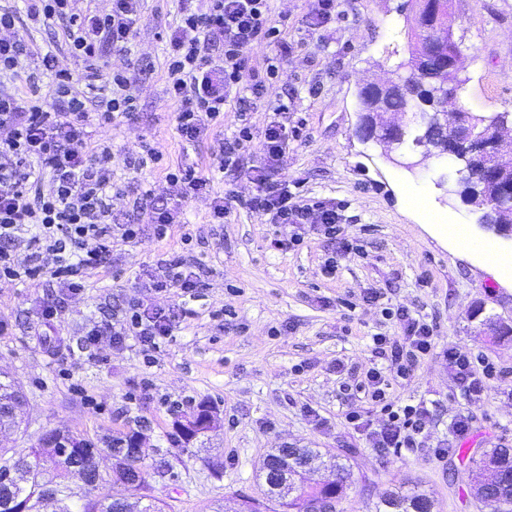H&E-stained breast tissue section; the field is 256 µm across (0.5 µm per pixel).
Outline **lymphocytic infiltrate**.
<instances>
[{
	"label": "lymphocytic infiltrate",
	"mask_w": 512,
	"mask_h": 512,
	"mask_svg": "<svg viewBox=\"0 0 512 512\" xmlns=\"http://www.w3.org/2000/svg\"><path fill=\"white\" fill-rule=\"evenodd\" d=\"M71 0H27L26 13L35 22L61 20L71 54L81 69L71 72L55 66L53 55L42 58L50 71L51 99L34 87L20 88L18 59L24 51L11 38L17 15L0 9V281L49 275L68 295L84 291L91 275L104 268L112 255V171L126 163L136 169L160 164L150 147L136 157H120L106 138H93L91 128L115 127L138 121V98L127 77L105 71L103 55L122 50L132 41L142 18V0H112L109 12H72ZM205 7L183 6L178 21L166 31V96L176 106V130L182 141L193 144L218 125L226 105L242 104L241 125L224 138L216 154L220 173L246 174L254 186L245 206L271 224H316L328 239L337 241L341 254L352 246L343 236L342 216L335 202L299 199L282 177L288 143L299 130L288 124V108L272 109L261 143V159L243 167L252 142L247 100L267 94L265 79L251 73L247 49L260 39L280 40L270 19L269 0H205ZM210 179L192 168H171L162 189H143L141 201L151 210L157 237H166L181 223L183 205L209 193ZM207 271L185 255H175L157 267L149 286L158 292L179 290L195 296L206 285ZM387 319L398 327L395 336H373V349L385 367L369 368L357 387L379 406L380 420L358 411L345 420L362 431L371 447L398 452L419 447L434 416L424 405H400L387 391L391 378L408 379L417 361L432 352L439 340L433 324L405 307L389 308ZM175 315L133 300L112 320L94 324L86 344L109 335L114 345L134 341L142 352L156 350L170 336ZM444 355L456 372L462 390L480 395L497 371L489 361H475L456 347Z\"/></svg>",
	"instance_id": "f902f5d3"
}]
</instances>
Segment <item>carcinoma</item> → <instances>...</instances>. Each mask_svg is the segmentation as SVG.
Segmentation results:
<instances>
[{
  "label": "carcinoma",
  "mask_w": 512,
  "mask_h": 512,
  "mask_svg": "<svg viewBox=\"0 0 512 512\" xmlns=\"http://www.w3.org/2000/svg\"><path fill=\"white\" fill-rule=\"evenodd\" d=\"M428 0L420 3L419 25L412 26L414 41L410 43L408 56L398 62L393 70L403 79V84L384 94L362 90L358 95V112L374 132L372 142L386 148L385 127L379 121L381 112H400L408 121L398 138V150L417 151L428 128L432 136H440L441 96L458 93L463 81L456 72L444 71V62L432 54L430 45L417 32L418 26L426 22ZM491 129L504 132L512 129V112H497L484 115L463 111L460 113L457 135L464 140L469 135H481ZM466 167L455 169V179L450 193L463 196L473 207L491 201V222L503 229H512V172L498 173L489 166L486 156L467 155ZM19 387L6 372L0 374V428L20 427L22 401ZM134 436L116 437L109 441L106 451L115 459L112 490L99 493L85 500L74 511L67 504L71 498L68 476L71 470L79 469L84 475V484L95 490L103 483L96 457L101 449L85 438L54 431L42 438L36 448L9 449L10 456L0 452V475L7 480L0 484V512H18L24 502L33 512L43 503L45 488L51 486L58 493L54 512H165L166 504L148 494V472L138 465L140 457ZM315 460L338 478L325 483H308L298 475L300 466ZM293 478L295 493L289 498L278 490L282 472ZM263 475L266 500L276 502L282 512H310L316 502L340 504L350 477V469L336 461L326 462L315 448L276 449L268 454L259 466ZM467 481L474 494L483 497L490 512H500V500L512 498V448H491L472 460L467 470ZM263 504L245 497L231 504L221 505L216 512H261ZM433 499L423 491H392L377 505V512H432Z\"/></svg>",
  "instance_id": "1"
}]
</instances>
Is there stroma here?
I'll return each instance as SVG.
<instances>
[{
	"instance_id": "35a3bbf8",
	"label": "stroma",
	"mask_w": 512,
	"mask_h": 512,
	"mask_svg": "<svg viewBox=\"0 0 512 512\" xmlns=\"http://www.w3.org/2000/svg\"><path fill=\"white\" fill-rule=\"evenodd\" d=\"M402 0H338L336 17L321 29L307 28L310 0H270L271 20L292 52L279 60L274 44L254 43L247 56L258 70L277 65L264 101L251 114L254 138H261L271 105L288 107V123L299 126L290 141L283 173L301 199L320 198L341 208L342 225L354 250L337 256L310 224H268L243 204L253 192L246 178L219 173L214 155L220 139L237 131L235 107L201 142L181 141L173 120L176 107L165 96L164 34L180 9L178 0H143L142 20L128 50L111 51L107 70L125 71L139 98L141 121L94 129L119 153L134 156L149 144L164 162L191 167L211 179L210 194L189 200L184 224L165 239L147 226L148 211L137 209L131 184L162 186L163 172L116 167L112 179L120 196L112 200L113 224H141L145 231L112 250L104 272L83 293L61 298L49 276L39 283H0V371L8 372L26 395L18 434L0 439L6 448L37 445L52 430L102 442L130 433L141 448V464L153 469L159 458L173 468L152 482L153 496L168 512H213L231 498H262L256 471L271 449L317 448L349 465L352 478L343 512H376L393 489L419 488L433 497L434 512H487L472 494L466 472L486 449L512 448V337L489 336L473 318L476 307L512 324V266L506 283L484 269L483 257L448 248L428 219L407 213L392 190L433 191L435 214L449 223L476 225L479 214L460 195L448 192L446 166L429 161L408 170L357 135V88L383 76L408 52L410 22ZM16 11L26 31L22 71L33 74L39 93L49 75L40 54L56 56L64 69L80 63L64 42V24L31 21L23 0H0ZM452 31L462 49L460 99L469 111L512 112V0H454ZM234 192L238 201L221 224L209 221L214 196ZM300 233L290 251L273 242ZM190 243H183V234ZM193 256L208 272L195 297L155 293L148 271L174 254ZM336 257V273L325 261ZM379 294L366 302L368 292ZM132 299L180 311L179 322L151 356L134 342L116 347L101 337L89 353L78 352L94 322L111 316ZM62 301L50 326L41 320L45 304ZM402 305L437 326L441 347L422 358L409 380L394 381L390 394L402 404H423L435 422L423 445L411 451L380 453L343 422L345 410H374L355 378L379 365L372 336L395 335L382 308ZM233 319H225V309ZM489 359L502 372L479 399L461 390L442 347ZM203 401L213 404L219 424L188 447H178L176 420ZM473 418L467 437L449 425L458 415ZM447 443L448 457L429 450Z\"/></svg>"
}]
</instances>
